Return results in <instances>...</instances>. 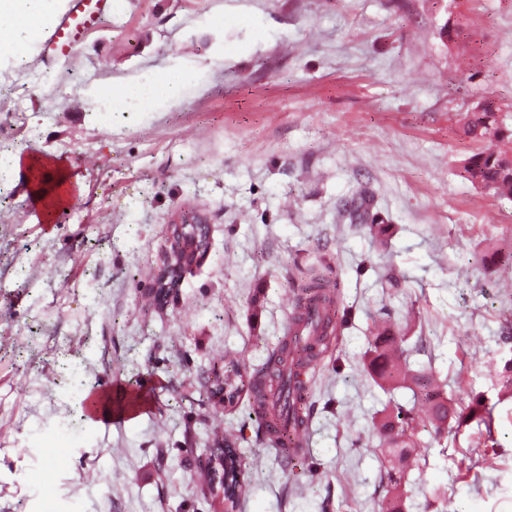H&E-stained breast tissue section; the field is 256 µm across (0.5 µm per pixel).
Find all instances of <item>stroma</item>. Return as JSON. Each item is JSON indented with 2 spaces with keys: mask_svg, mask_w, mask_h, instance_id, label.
I'll use <instances>...</instances> for the list:
<instances>
[{
  "mask_svg": "<svg viewBox=\"0 0 512 512\" xmlns=\"http://www.w3.org/2000/svg\"><path fill=\"white\" fill-rule=\"evenodd\" d=\"M218 11L250 22L209 24ZM170 66L192 71L180 103L95 111L92 87ZM487 98L511 126L512 0H108L74 56L1 70L0 512H385L373 424L413 401L365 370L386 330L412 373L456 403L483 394L495 418L491 447L474 426L422 432L403 512L438 488L442 512H512V200L461 173L476 145L460 126ZM19 151L80 177L53 223L23 195ZM361 196L386 234L352 221ZM187 209L211 250L160 305L167 226ZM319 282L337 334L293 461L258 433L253 389ZM232 367L246 390L229 405ZM135 377L158 383L148 411L82 418L86 386ZM230 441L245 484L228 508L212 474Z\"/></svg>",
  "mask_w": 512,
  "mask_h": 512,
  "instance_id": "35a3bbf8",
  "label": "stroma"
}]
</instances>
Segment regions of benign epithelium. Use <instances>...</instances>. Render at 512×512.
<instances>
[{"label":"benign epithelium","mask_w":512,"mask_h":512,"mask_svg":"<svg viewBox=\"0 0 512 512\" xmlns=\"http://www.w3.org/2000/svg\"><path fill=\"white\" fill-rule=\"evenodd\" d=\"M210 249V226L202 219L182 218L170 224L169 249L154 288H178L187 270L201 264Z\"/></svg>","instance_id":"1"}]
</instances>
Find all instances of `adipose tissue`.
I'll use <instances>...</instances> for the list:
<instances>
[{
    "mask_svg": "<svg viewBox=\"0 0 512 512\" xmlns=\"http://www.w3.org/2000/svg\"><path fill=\"white\" fill-rule=\"evenodd\" d=\"M63 0H0V66L32 61L36 41L50 25ZM190 74L183 68L152 70L130 83L102 84L95 97L107 111L153 112L181 101ZM12 167L23 181L25 196L40 200L44 218L70 203L80 188L68 166L34 153H18Z\"/></svg>",
    "mask_w": 512,
    "mask_h": 512,
    "instance_id": "adipose-tissue-1",
    "label": "adipose tissue"
}]
</instances>
